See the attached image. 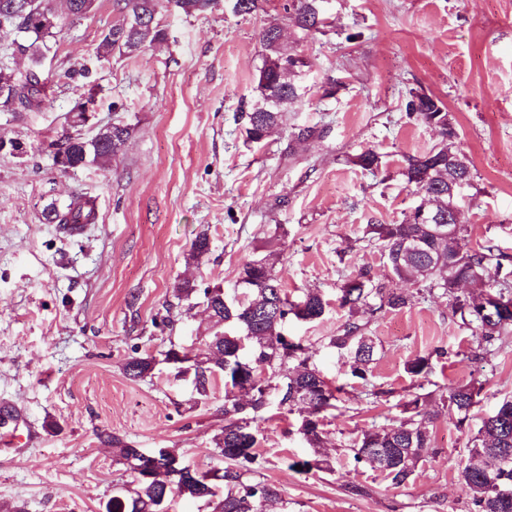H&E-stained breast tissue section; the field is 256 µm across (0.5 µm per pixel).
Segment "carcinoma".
<instances>
[{
    "label": "carcinoma",
    "mask_w": 512,
    "mask_h": 512,
    "mask_svg": "<svg viewBox=\"0 0 512 512\" xmlns=\"http://www.w3.org/2000/svg\"><path fill=\"white\" fill-rule=\"evenodd\" d=\"M319 0H288L284 10L302 30L317 32L324 25ZM219 0H113L119 17L106 29L95 47L97 61L114 56H133L143 48L163 42L167 29L157 20L165 10L187 16L213 11ZM54 0H0V29L20 34L16 50L29 60L28 68L15 72L0 68V92L7 91L8 111L38 112L50 100L51 86L41 73L42 62L50 52L62 26L47 21ZM263 62L256 73L257 100L244 113L247 138L261 143L278 128L283 114L298 97L294 77L306 66L293 65V54L281 42L277 25L260 34ZM91 99L79 100L67 112L66 126L50 141L53 157L62 156L61 171L88 164L104 166L121 152L133 127L121 117L97 127L93 134L87 126L86 107ZM407 115L440 130L441 141L428 152L406 159L402 175L407 185L432 201L426 210L417 205L397 224H370L367 234L381 246L394 276L412 283H429L448 295L453 313L466 325H472L482 340L491 344L508 334L512 326V256L496 245L472 248L466 243L467 219H462L454 237L448 234V181L455 191L470 181V169H456L458 132L448 119L444 103L423 93L411 95ZM354 163L375 172L380 156L367 150ZM45 224H54L68 234L69 227L87 230L97 223L96 200L77 193L62 206L54 203L42 211ZM210 253L207 234L196 237L188 260L200 264ZM242 298L229 300L219 285L202 286L195 281L173 285V300L165 307L156 327L173 329V310L201 304L209 313L216 330L205 343L206 349L190 354L174 343L164 352V361L174 365L176 375L190 374L193 390L208 396L216 380L224 381L225 424L214 438L215 447L229 464L223 480L208 479L210 471H199L186 464L168 448L150 452L117 436H107L118 460L126 467L134 488L115 495L106 512H169L178 498L203 500L212 512H266V506L281 498L278 487L262 481L244 479V469L257 459L259 445L255 423L272 401L292 411L304 409L297 434L310 448L323 447L326 413L338 409L340 387H334L309 364L306 348L288 340L282 327L290 318L304 322L320 319L329 306L318 292H308L292 300L281 288L276 262L271 256L245 263L239 273ZM409 297L397 288L376 284L366 267L359 269L339 289L336 304L347 312V319L330 338V345L344 354L350 375L370 385L371 365L377 353L376 339L368 326L378 312L399 310ZM444 354L436 349L417 355L405 365V371L423 383L432 370V358ZM156 359L150 354L131 357L125 366L131 379L150 374ZM482 384L473 380L448 385L439 400L466 425L472 409L480 402ZM404 417L380 426L360 430L351 448L354 466L366 467L384 475L394 487L405 485L417 465L434 452L432 427L435 416L425 407V397L415 394L403 404ZM460 480L471 496L473 512H512V398L498 403L469 438V456L460 472Z\"/></svg>",
    "instance_id": "obj_1"
}]
</instances>
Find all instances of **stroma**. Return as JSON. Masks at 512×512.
Wrapping results in <instances>:
<instances>
[{
    "label": "stroma",
    "mask_w": 512,
    "mask_h": 512,
    "mask_svg": "<svg viewBox=\"0 0 512 512\" xmlns=\"http://www.w3.org/2000/svg\"><path fill=\"white\" fill-rule=\"evenodd\" d=\"M285 2L261 0L246 16L227 5L203 16L166 14L167 41L99 64L93 51L117 15L112 0H97L93 12L66 22L43 61L50 102L38 112H0V130L24 149L0 152V402L21 409L33 436L0 448V512H105L129 478L104 432L147 451L175 449L203 470L225 467L214 444L224 425L223 381L197 398L160 359L173 343L204 350L208 314L195 306L164 332L154 320L177 280L217 284L230 297L243 264L270 251L280 255L276 271L288 293L335 299L367 266L375 282L411 300L369 325L378 342L371 382L386 392L375 406L329 344L345 311L289 320L312 364L345 386L344 413L327 416L317 451L295 431L299 412L274 404L258 421V463L246 477L279 488L282 498L267 512H470L459 473L471 432L512 395V334L479 351L441 289L399 282L365 227L399 223L421 201L402 170L406 157L440 141L436 128L405 112L409 93L425 92L444 103L471 170L459 192L469 246L490 242L512 253V0H324L326 25L316 34L286 19ZM272 24L307 65L281 127L255 144L240 113L255 97L259 35ZM84 66L94 72L93 125L118 113L134 131L107 166L63 173L44 145L84 95L69 77ZM297 127L315 133L299 140ZM368 149L381 156L373 173L353 163ZM79 192L94 196L98 210L83 236L43 223L48 203ZM203 233L208 261L186 263ZM437 347L445 355L417 385L406 362ZM137 354L158 363L132 380L124 366ZM473 379L483 385L481 402L460 430L434 395ZM421 388L437 416L436 452L395 488L355 467L349 445L361 429L398 418ZM317 454L330 469H294ZM351 483L370 495H346Z\"/></svg>",
    "instance_id": "obj_1"
}]
</instances>
